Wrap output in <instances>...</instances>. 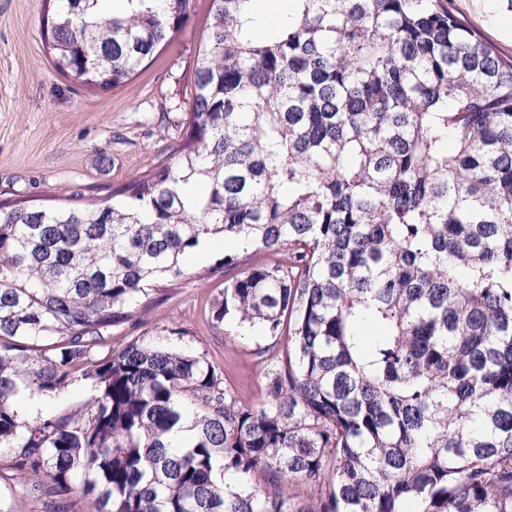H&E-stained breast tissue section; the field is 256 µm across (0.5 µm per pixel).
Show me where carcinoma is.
<instances>
[{
    "label": "carcinoma",
    "mask_w": 512,
    "mask_h": 512,
    "mask_svg": "<svg viewBox=\"0 0 512 512\" xmlns=\"http://www.w3.org/2000/svg\"><path fill=\"white\" fill-rule=\"evenodd\" d=\"M57 0L78 83H127L189 0ZM212 0L175 156L120 204L0 205V449L97 512H512V56L450 0ZM224 254L222 323L260 325L265 396L112 327ZM275 261L246 266L241 255ZM288 337L286 347L280 338ZM76 415L16 396L75 381ZM313 491L306 503L284 485ZM92 394L93 392L85 381H77L69 385L52 399L38 398L30 388H24V391L17 396V407L27 420L48 414H76L90 401ZM30 403H34L32 412L26 410V406Z\"/></svg>",
    "instance_id": "obj_1"
}]
</instances>
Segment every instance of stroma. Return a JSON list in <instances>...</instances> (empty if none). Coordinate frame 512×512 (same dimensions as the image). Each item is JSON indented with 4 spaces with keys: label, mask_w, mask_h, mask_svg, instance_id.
<instances>
[{
    "label": "stroma",
    "mask_w": 512,
    "mask_h": 512,
    "mask_svg": "<svg viewBox=\"0 0 512 512\" xmlns=\"http://www.w3.org/2000/svg\"><path fill=\"white\" fill-rule=\"evenodd\" d=\"M212 0H189V18L172 41L121 87L101 91L61 74L43 39V0H0V202L62 201L70 195L111 201L114 187L169 161L186 130L196 59ZM453 9L500 50L512 54V0H452ZM223 244L187 260L188 275L171 297L141 319L114 327L96 347L102 358L142 336L205 357L245 402L261 399L266 380L256 352L270 343L262 327L215 324L212 305L224 290L216 264ZM92 396L78 381L51 399L31 390L18 409L34 416L75 414Z\"/></svg>",
    "instance_id": "stroma-1"
}]
</instances>
